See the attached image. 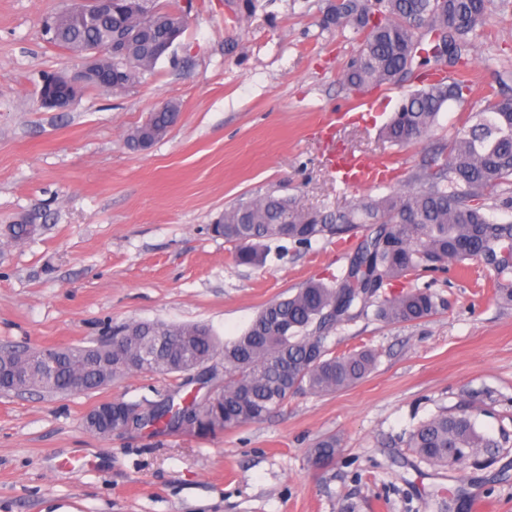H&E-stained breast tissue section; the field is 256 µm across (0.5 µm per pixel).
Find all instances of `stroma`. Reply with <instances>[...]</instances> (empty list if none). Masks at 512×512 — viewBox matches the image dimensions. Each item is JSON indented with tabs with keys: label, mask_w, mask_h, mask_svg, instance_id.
I'll list each match as a JSON object with an SVG mask.
<instances>
[{
	"label": "stroma",
	"mask_w": 512,
	"mask_h": 512,
	"mask_svg": "<svg viewBox=\"0 0 512 512\" xmlns=\"http://www.w3.org/2000/svg\"><path fill=\"white\" fill-rule=\"evenodd\" d=\"M188 17L171 56L124 92L89 90L70 110L40 106L48 71L79 63L50 42L45 18L67 0H0V345L93 346L131 321L202 323L239 336L261 306L306 280L339 274L356 239L287 245L259 267L235 265L211 224L226 207L274 193L305 208L347 209L396 193L395 181L351 188L330 170L342 150L414 168L455 137L486 86L512 98V0H491L496 60L477 49L472 91L434 131L403 147L380 139L403 89L366 95L339 75L354 42L318 25L324 0H257L244 24L231 0H167ZM179 104L177 126L150 149L126 145L156 106ZM31 217L23 243L9 224ZM442 297L417 323L368 316L338 327V353L371 348L363 381L295 394L261 423L215 436L88 432L84 416L120 398L159 403L171 378L131 375L91 394L0 393V512H433V487L462 488L470 512H512V447L485 469L414 468L410 431L467 400L489 437H512V304L474 271L424 273ZM336 435L335 465L307 451Z\"/></svg>",
	"instance_id": "1"
}]
</instances>
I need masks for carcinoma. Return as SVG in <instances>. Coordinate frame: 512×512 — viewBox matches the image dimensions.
Returning a JSON list of instances; mask_svg holds the SVG:
<instances>
[{
    "instance_id": "cac0c4a2",
    "label": "carcinoma",
    "mask_w": 512,
    "mask_h": 512,
    "mask_svg": "<svg viewBox=\"0 0 512 512\" xmlns=\"http://www.w3.org/2000/svg\"><path fill=\"white\" fill-rule=\"evenodd\" d=\"M490 0H326L319 20L324 30L351 32L357 54L340 74L353 91L398 88L417 71L435 72L462 61L465 68L485 36ZM53 43L84 55L107 35L124 39L112 56V91L121 92L152 74L159 50L178 40L186 27L183 12L159 0H112V14L76 24L63 9L53 16ZM470 87L462 74L445 76L406 93L382 138L403 145L428 135L450 101H467ZM180 118V106L167 103L126 137L133 150H147ZM471 125L407 171L401 189L366 197L346 210L304 209L272 193L224 209L212 232L231 245L234 262L256 267L273 243L306 245L352 234H367L347 254L341 275L308 280L286 298L266 303L239 336L220 341L204 324L167 325L134 321L96 346H57L19 350L0 348V367L13 378L4 393L40 390L73 393L72 375L82 376L80 391L93 392L131 374L181 378L158 404L112 401V420L140 411L142 428L168 434L216 435L265 420L301 391L326 394L353 386L372 371L377 354L363 349L340 355L327 345L342 324L373 312L389 324L415 323L432 316L437 295L427 286L388 294L384 287L448 264L479 263L494 272L495 294L512 303V224L487 212L512 205V99L490 90ZM37 232L22 219L8 226L11 241ZM57 355L60 368L46 376L34 370L44 352ZM198 384L192 393L188 387ZM506 441L485 436L468 412L440 410L409 434L407 448L420 462L437 468L484 467ZM341 450L334 436L309 449L312 465H332ZM465 493L432 490L437 512H467Z\"/></svg>"
}]
</instances>
